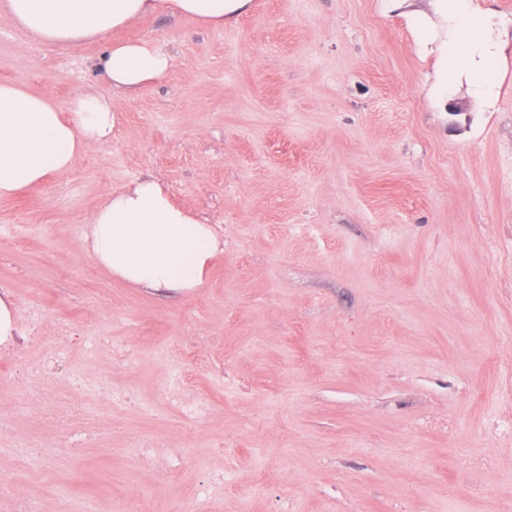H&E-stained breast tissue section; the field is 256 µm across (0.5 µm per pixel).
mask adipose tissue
<instances>
[{
    "instance_id": "obj_1",
    "label": "adipose tissue",
    "mask_w": 512,
    "mask_h": 512,
    "mask_svg": "<svg viewBox=\"0 0 512 512\" xmlns=\"http://www.w3.org/2000/svg\"><path fill=\"white\" fill-rule=\"evenodd\" d=\"M445 25L439 42L418 27L422 50L436 54L435 98L448 106V88L469 77L477 97L496 95L499 44L490 14L471 8L470 0H433ZM251 0H0L36 40L67 44L106 40L113 30L164 11L220 27L246 13ZM171 56L156 44L128 41L107 45L97 67L114 89L136 92L163 78ZM115 126L110 100L90 91L78 93L68 112L50 95L30 92L15 82H0V200L41 185L49 174L70 170L84 146L107 141ZM95 262L139 288L190 290L202 285L224 242L213 225L201 223L177 205L156 180L147 178L113 192L96 209L86 231Z\"/></svg>"
}]
</instances>
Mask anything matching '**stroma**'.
<instances>
[{"label":"stroma","mask_w":512,"mask_h":512,"mask_svg":"<svg viewBox=\"0 0 512 512\" xmlns=\"http://www.w3.org/2000/svg\"><path fill=\"white\" fill-rule=\"evenodd\" d=\"M473 3L501 23L498 94L461 83L444 112L388 0L145 16L115 39L174 66L132 97L101 42L0 12V81L116 115L0 201L21 332L0 350V512H512V0ZM147 177L224 238L201 287L135 288L86 249L100 202Z\"/></svg>","instance_id":"obj_1"}]
</instances>
